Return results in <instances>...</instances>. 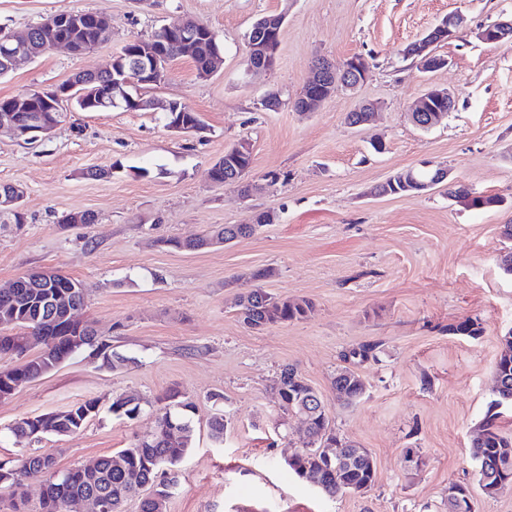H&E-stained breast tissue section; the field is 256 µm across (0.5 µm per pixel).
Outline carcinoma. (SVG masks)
Returning <instances> with one entry per match:
<instances>
[{
    "label": "carcinoma",
    "instance_id": "cac0c4a2",
    "mask_svg": "<svg viewBox=\"0 0 512 512\" xmlns=\"http://www.w3.org/2000/svg\"><path fill=\"white\" fill-rule=\"evenodd\" d=\"M58 13L67 14L69 18L54 32L47 31V25L43 22L28 28L34 41L40 42L53 33L63 35L71 40L75 54H82L98 43V27L92 12L60 8ZM154 37L160 40L167 62L187 58L196 69L203 68L204 58L187 51L183 39L176 32L163 27ZM89 80L94 88L106 96L112 87V69L92 73ZM251 162V155L239 153L230 147L224 151V158L210 168V172L222 176L224 185L236 187L240 195L248 196L252 190L246 175ZM431 177L432 173L423 169H407L376 186L375 191L381 195L418 194L419 183ZM216 233L223 236L226 243L248 236V232L239 224H224L210 231L212 235ZM201 241L200 237L193 240L162 237L157 239V244L195 251L200 249ZM76 283L78 280L58 272L49 285L29 283L24 288L16 289L13 300L5 299L0 294V315L16 313V323L12 325L14 331L0 332V354L16 355V348L22 343L31 346L36 342L43 347V351L13 371L11 381H33L55 370L59 362L67 361L86 349L91 350L101 365H113L111 343L100 339L91 324L50 320L54 302L61 296L67 297L73 306L84 307L86 293L75 287ZM237 307L244 323L253 328L298 321L313 309L308 300L275 298L261 287L241 296ZM281 374L283 378L275 387L281 409L288 413L302 410L312 412L311 431L315 437L314 442H305V448L288 461V468L299 479L316 485L328 497L368 491L376 476V464L369 450L347 441L343 448L346 461L337 462L331 451L322 446L320 438L325 426L331 424L330 419L319 410L323 403L321 396L314 393V389L294 368L286 367ZM334 385L336 390L344 393V401L348 404L359 400L365 393L364 382L348 368L336 373ZM495 393V403L512 406V355L501 357L496 365ZM134 399L136 396L132 394H119L112 398L110 407L121 409L123 416L134 420L136 411L140 409V404L132 403ZM157 402L159 406L150 437H141L128 448L100 457L90 471L74 467L69 469L67 478L57 477L53 474L56 460L51 454L25 455L14 464L1 463L0 469L10 472V484L15 488L22 486L23 478L30 474L43 473L47 476L41 492L42 512H67L69 501L88 497L101 498L110 505L109 512H119L122 505L134 496L139 497V512H156L154 500L150 496L142 497V490L163 485L167 473L178 474L180 464L194 444L193 402L176 387L168 389ZM99 411L100 402L97 399L78 401L65 412L50 414L48 423L38 436L72 434L87 422L85 413L93 417ZM498 416L497 411L488 413L471 442L476 479L483 487V494L489 498L503 492L499 488L502 471L512 476V435L508 436L499 429L496 424ZM172 424L179 429V436L174 441L165 436L166 427ZM225 428L224 411L214 413L209 419L212 439L218 443L224 442Z\"/></svg>",
    "mask_w": 512,
    "mask_h": 512
}]
</instances>
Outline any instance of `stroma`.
Wrapping results in <instances>:
<instances>
[{
    "label": "stroma",
    "mask_w": 512,
    "mask_h": 512,
    "mask_svg": "<svg viewBox=\"0 0 512 512\" xmlns=\"http://www.w3.org/2000/svg\"><path fill=\"white\" fill-rule=\"evenodd\" d=\"M62 7L104 14L111 28L85 54L58 48L21 64L0 78V98L109 68L127 41L185 17L219 33L224 64L202 79L190 61L175 60L168 81L144 92L198 112L205 130L197 135L168 131L162 113L120 109L67 113L34 144L0 133V184L25 189L24 223H0V286L41 269L79 280L87 294L81 318L119 358L108 368L81 353L0 401V461L37 451L62 469L89 464L149 432L158 397L175 387L195 404V443L166 512H445L449 485L475 481L469 446L512 330V275L500 266L512 247L502 234L512 224V43L478 37L512 16V0H0V32L27 30ZM281 12L274 69L246 76L247 32L258 17ZM454 13L463 27L436 47L447 67L421 71L404 48ZM356 55L370 62L356 91H336L304 116L293 109L315 58ZM432 87L448 89L455 108L426 130L410 106ZM273 90L283 104L268 111L262 100ZM365 100L379 112L350 127L347 113ZM242 139L252 149L249 179L280 175L248 198L209 177ZM425 163L500 205L470 207L442 184L372 195ZM90 167L112 175L81 178ZM82 211L96 223H61ZM262 211L277 221L222 247L156 243L249 224ZM259 269L270 272L262 288L311 300V314L261 329L245 324L235 300ZM465 319L478 324V337L449 333ZM363 344L375 345V358L346 363ZM288 366L323 397L339 436L371 452L376 477L366 493L331 498L289 471L305 433L274 393ZM344 367L365 384L350 405L333 389ZM122 393L140 399L137 419L109 412ZM89 398L102 409L75 434L37 441L8 431L20 418ZM217 411L226 421L220 445L208 428ZM409 448L419 467H406Z\"/></svg>",
    "instance_id": "stroma-1"
}]
</instances>
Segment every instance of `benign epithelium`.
<instances>
[{"label": "benign epithelium", "instance_id": "obj_1", "mask_svg": "<svg viewBox=\"0 0 512 512\" xmlns=\"http://www.w3.org/2000/svg\"><path fill=\"white\" fill-rule=\"evenodd\" d=\"M285 22V14L267 15L260 23V28L273 38V41H264L261 44L250 43L245 59V72L248 75L267 72L274 68L276 63L278 45L275 38L279 37ZM460 18L450 16L446 24L439 26L427 36L415 41L407 49L408 56L418 61L420 68L426 72L434 71L448 65V60L439 57L432 51V47L441 39L453 36L454 29L459 26ZM172 29L184 36V44L194 51L202 53L206 65L199 77L207 79L218 69L223 59V47L218 45L212 35H203L207 27L185 19L172 25ZM479 37L488 43L501 41L512 42V17L500 20L489 28L481 30ZM131 61L128 67L117 70L114 81L118 85L138 83H153L159 85L169 78V69L164 62V52L160 44L149 39H136L132 41ZM71 47L64 37L47 40L43 45L35 47L30 41L29 33H12L4 39L3 53L8 60V66L14 68L19 63L32 61L45 51L56 47ZM368 63L362 57H354L337 66L328 60L313 66V71L307 81V86L301 96L292 101V107L298 112H312L321 103L336 93V87L348 91L356 90L363 82ZM91 97V90L82 82H71L56 91L55 100L45 101L43 109L39 112L30 111L32 97L25 92L14 100V106L0 111V132L8 131L14 135L19 129L15 113H28V128L25 129L27 140L37 141L50 135L58 126L54 114L60 111V106L69 102L83 101ZM436 101L449 106L455 105L454 96L446 89L430 88L416 103L410 112L413 122L421 126H436L445 118L443 110L434 108L430 101ZM24 194V188L17 184H5L0 187V211L10 212L17 208Z\"/></svg>", "mask_w": 512, "mask_h": 512}]
</instances>
